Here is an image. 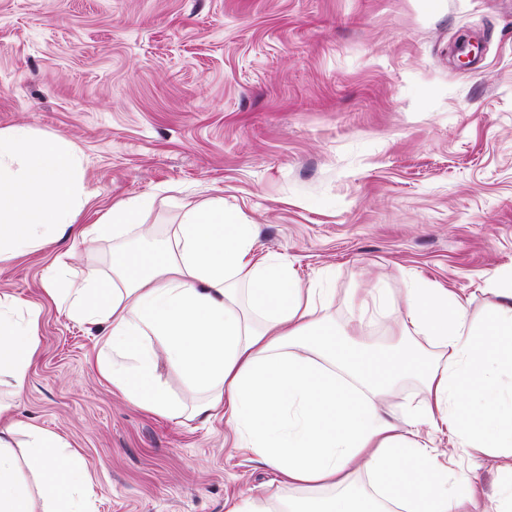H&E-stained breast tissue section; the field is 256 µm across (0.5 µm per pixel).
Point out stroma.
I'll use <instances>...</instances> for the list:
<instances>
[{"instance_id": "stroma-1", "label": "stroma", "mask_w": 512, "mask_h": 512, "mask_svg": "<svg viewBox=\"0 0 512 512\" xmlns=\"http://www.w3.org/2000/svg\"><path fill=\"white\" fill-rule=\"evenodd\" d=\"M482 51L459 68V42ZM74 143L95 223L148 197L146 250L184 205L220 198L254 225L259 254L301 287L416 280L466 297L512 269V0H0V130ZM111 239L71 233L0 263V293L41 309L23 391L0 400L88 461L90 512H224L274 474L223 418L168 419L130 404L89 365L100 327L46 298L112 275Z\"/></svg>"}]
</instances>
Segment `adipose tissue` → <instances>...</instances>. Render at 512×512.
<instances>
[{
    "mask_svg": "<svg viewBox=\"0 0 512 512\" xmlns=\"http://www.w3.org/2000/svg\"><path fill=\"white\" fill-rule=\"evenodd\" d=\"M81 154L62 139H41L25 126L0 130V263L40 250L78 231L89 243L120 239L152 202L122 200L96 223L78 225L89 198ZM48 267L44 294L78 322L108 327V356L98 373L147 412L180 409L156 372L164 353L200 399L193 417H222L239 447L274 472L278 512H512V394L496 372L512 371V270L489 285L491 316L475 325L466 298L417 283L393 297L356 290L342 327L328 321L322 288H301L287 262L258 255L252 225L226 212L220 199L187 208L172 242L149 256L117 246L112 278L98 274L62 287ZM395 312L387 343L424 341L433 354L380 362L369 343L367 313ZM40 310L0 293V377L23 388L40 348ZM427 393L399 422L378 402L406 377ZM482 425L463 416L465 401ZM447 426V461L420 427ZM26 434L23 452L12 440ZM497 461L492 488L476 467L459 465L466 449ZM55 484L34 493L22 472ZM85 458L61 435L25 424L0 403V512H88Z\"/></svg>",
    "mask_w": 512,
    "mask_h": 512,
    "instance_id": "ef3b65f1",
    "label": "adipose tissue"
}]
</instances>
